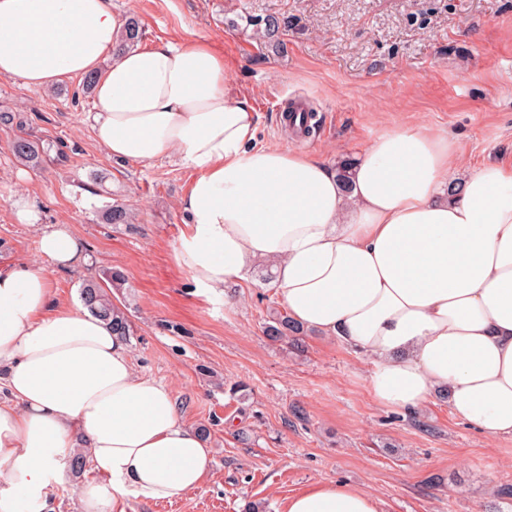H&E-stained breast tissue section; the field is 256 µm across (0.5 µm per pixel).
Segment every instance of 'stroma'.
<instances>
[{"instance_id": "1", "label": "stroma", "mask_w": 512, "mask_h": 512, "mask_svg": "<svg viewBox=\"0 0 512 512\" xmlns=\"http://www.w3.org/2000/svg\"><path fill=\"white\" fill-rule=\"evenodd\" d=\"M137 20L140 43L193 37L224 55L230 85L256 110L258 146L284 144L331 166L354 159L393 125L452 136L467 169L512 160V0H112ZM276 19L274 38L254 32ZM291 101L316 113L308 137L285 134ZM0 264L47 267L56 297L76 302L85 283L119 272L112 300L132 329L137 374L173 393L183 421L206 429L202 484L137 512H281L318 481L376 495L384 512H512V436L461 422L449 401L405 414L382 406L372 366L340 342L308 332L299 344L265 333L284 303L256 267L247 282L196 294L174 247L185 232L180 201L192 177L176 157H108L92 129L94 93L68 77L44 90L0 77ZM38 143L17 158V137ZM122 203L130 224L102 211ZM32 212L18 218L19 204ZM63 226L85 262L60 270L42 256L44 230Z\"/></svg>"}]
</instances>
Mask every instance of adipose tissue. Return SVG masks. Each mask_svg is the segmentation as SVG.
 I'll return each instance as SVG.
<instances>
[{
    "label": "adipose tissue",
    "instance_id": "adipose-tissue-1",
    "mask_svg": "<svg viewBox=\"0 0 512 512\" xmlns=\"http://www.w3.org/2000/svg\"><path fill=\"white\" fill-rule=\"evenodd\" d=\"M126 24L111 0H0V76L42 90L96 74L94 130L108 155L174 154L192 171L175 256L199 292L269 262L291 318L371 360L379 403L412 411L444 389L463 422L512 435V162L465 173L449 137L392 127L342 184L320 157L254 146L255 110L211 44L119 52ZM40 250L59 267L82 260L64 229L43 232ZM0 383V512H50L75 432L97 475L81 512H134L208 472L209 450L170 389L135 373L103 320L59 304L43 268L0 265ZM282 512L383 509L329 480Z\"/></svg>",
    "mask_w": 512,
    "mask_h": 512
}]
</instances>
